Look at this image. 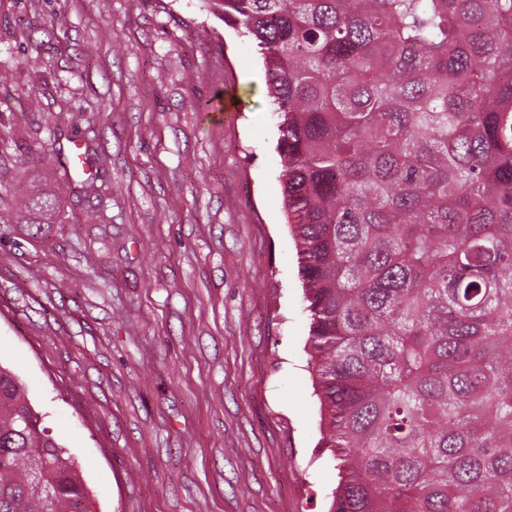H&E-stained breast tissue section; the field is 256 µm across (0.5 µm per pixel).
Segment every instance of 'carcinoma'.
<instances>
[{"label":"carcinoma","mask_w":512,"mask_h":512,"mask_svg":"<svg viewBox=\"0 0 512 512\" xmlns=\"http://www.w3.org/2000/svg\"><path fill=\"white\" fill-rule=\"evenodd\" d=\"M204 5L279 117L328 512H512V0ZM0 512H97L2 365Z\"/></svg>","instance_id":"obj_1"}]
</instances>
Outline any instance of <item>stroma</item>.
Masks as SVG:
<instances>
[{
  "label": "stroma",
  "mask_w": 512,
  "mask_h": 512,
  "mask_svg": "<svg viewBox=\"0 0 512 512\" xmlns=\"http://www.w3.org/2000/svg\"><path fill=\"white\" fill-rule=\"evenodd\" d=\"M0 75V365L98 512H327L257 47L201 0H0ZM75 143L98 195L37 158ZM45 192L54 214L17 218Z\"/></svg>",
  "instance_id": "stroma-1"
}]
</instances>
